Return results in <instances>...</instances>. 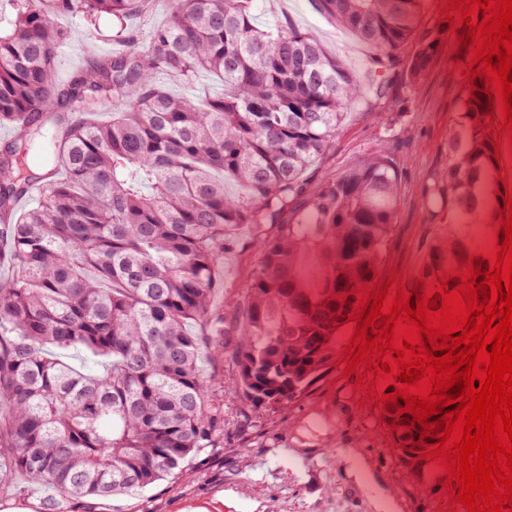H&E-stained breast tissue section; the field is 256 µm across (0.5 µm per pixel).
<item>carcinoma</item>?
Returning <instances> with one entry per match:
<instances>
[{"label": "carcinoma", "instance_id": "1", "mask_svg": "<svg viewBox=\"0 0 512 512\" xmlns=\"http://www.w3.org/2000/svg\"><path fill=\"white\" fill-rule=\"evenodd\" d=\"M155 2L11 0L15 18L0 30V124L13 133L0 149V223L14 268L0 281V496L23 492L22 473L58 490L49 512L146 488L216 447L223 408L200 360L221 343L248 408L283 409L308 392L393 228L400 171L389 153L313 189L306 180L348 109L384 85L360 84L295 27H258L253 0H163L167 22L145 48L95 54L55 78L60 15L121 24ZM320 2L374 48L375 68L398 62L403 85L422 82L435 42L421 0ZM410 42L415 53L401 57ZM201 71L224 91L177 97L156 81L190 84ZM484 89H463L448 176L425 187L439 223L423 229L410 287L485 252L464 224L495 167ZM242 242L259 263L228 319L213 293L224 253ZM71 348L89 365L58 356ZM397 407L380 408L397 447L435 446H413L421 431Z\"/></svg>", "mask_w": 512, "mask_h": 512}]
</instances>
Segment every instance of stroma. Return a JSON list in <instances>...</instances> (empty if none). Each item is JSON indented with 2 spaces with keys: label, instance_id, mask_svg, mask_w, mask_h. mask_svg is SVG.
Here are the masks:
<instances>
[{
  "label": "stroma",
  "instance_id": "obj_1",
  "mask_svg": "<svg viewBox=\"0 0 512 512\" xmlns=\"http://www.w3.org/2000/svg\"><path fill=\"white\" fill-rule=\"evenodd\" d=\"M442 2L421 0L423 26L439 32L425 80L410 89L397 83L396 71L383 72L385 95L355 108L330 154L308 174L315 185L338 178L380 151L394 155L400 193L391 238L377 269L384 281L395 272L410 277L420 261L422 227L431 221L424 189L432 174L448 173V133L467 83L469 50L457 44L448 22L442 21ZM253 4L258 26L294 25L360 82H368L369 50L324 13L319 0ZM58 24L66 38L57 55V79H67L91 55L119 47L110 17H101L94 28L78 14L61 16ZM499 159V169L490 173L488 202L480 215L467 219L482 241L493 239V225L503 210V182L512 181V146L503 145ZM258 262L259 254L250 246L225 253L215 309L231 313ZM202 367L217 377L224 405V432L216 447L194 457L182 473L145 490L76 499L70 512H448L455 507L441 465L396 449L378 399L358 376L346 375L347 364L340 358H333L327 374L286 408H258L246 415L235 374L223 356L204 358Z\"/></svg>",
  "mask_w": 512,
  "mask_h": 512
}]
</instances>
